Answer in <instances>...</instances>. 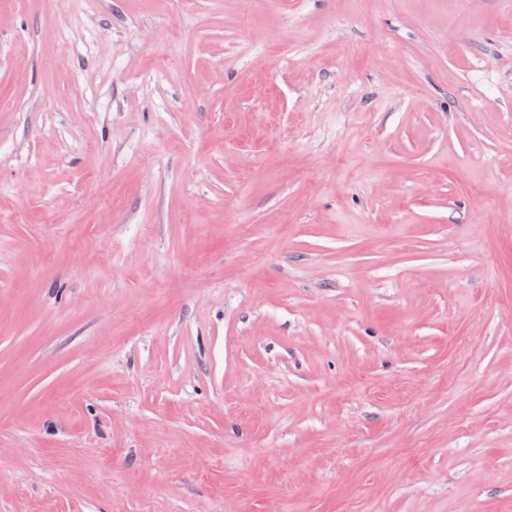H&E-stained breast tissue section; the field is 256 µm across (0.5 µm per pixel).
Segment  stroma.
Instances as JSON below:
<instances>
[{
    "label": "stroma",
    "instance_id": "stroma-1",
    "mask_svg": "<svg viewBox=\"0 0 512 512\" xmlns=\"http://www.w3.org/2000/svg\"><path fill=\"white\" fill-rule=\"evenodd\" d=\"M0 512H512V0H0Z\"/></svg>",
    "mask_w": 512,
    "mask_h": 512
}]
</instances>
